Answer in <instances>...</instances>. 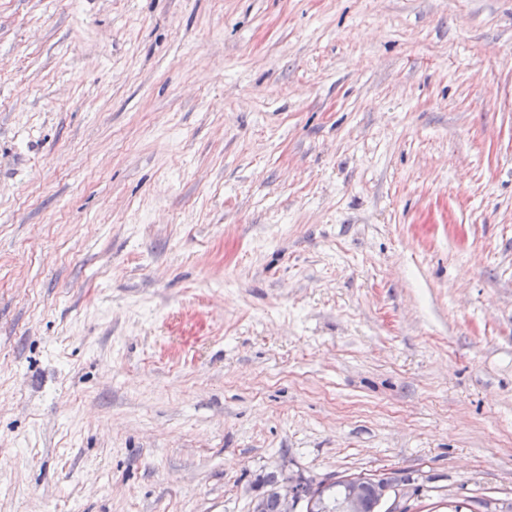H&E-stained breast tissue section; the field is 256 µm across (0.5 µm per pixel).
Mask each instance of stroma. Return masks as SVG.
<instances>
[{
	"instance_id": "1",
	"label": "stroma",
	"mask_w": 512,
	"mask_h": 512,
	"mask_svg": "<svg viewBox=\"0 0 512 512\" xmlns=\"http://www.w3.org/2000/svg\"><path fill=\"white\" fill-rule=\"evenodd\" d=\"M379 472L512 507V0H0V512Z\"/></svg>"
}]
</instances>
